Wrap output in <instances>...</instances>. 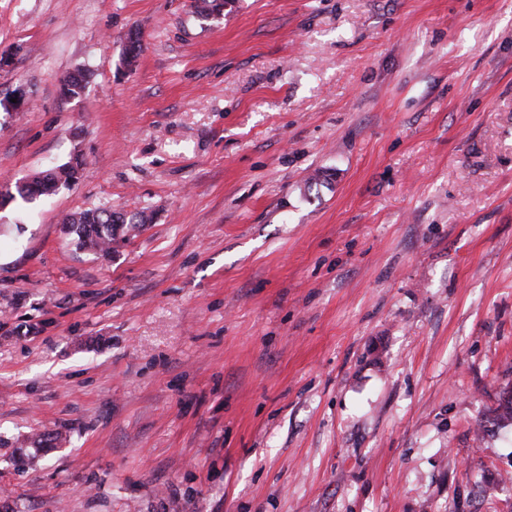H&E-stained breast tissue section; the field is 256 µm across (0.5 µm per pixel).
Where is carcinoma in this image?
<instances>
[{"label": "carcinoma", "instance_id": "cac0c4a2", "mask_svg": "<svg viewBox=\"0 0 512 512\" xmlns=\"http://www.w3.org/2000/svg\"><path fill=\"white\" fill-rule=\"evenodd\" d=\"M227 0H197L195 12L203 17H218L223 14ZM142 52L141 35L138 31L128 33L124 52V64L133 69ZM87 84V75L82 71L67 76L61 84L64 96L80 95ZM80 162L60 166L39 173L30 180L17 181L0 189V206L18 199L28 202L36 197L50 195L62 186L76 182ZM152 216L143 212L127 215L110 209L83 210L67 214L62 223L68 232L77 236L78 246L103 256L112 255V243L126 224H148Z\"/></svg>", "mask_w": 512, "mask_h": 512}]
</instances>
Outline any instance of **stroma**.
Here are the masks:
<instances>
[{"instance_id":"obj_1","label":"stroma","mask_w":512,"mask_h":512,"mask_svg":"<svg viewBox=\"0 0 512 512\" xmlns=\"http://www.w3.org/2000/svg\"><path fill=\"white\" fill-rule=\"evenodd\" d=\"M192 4L0 0V512H512V0ZM79 167L77 159L75 165L68 164L41 172L30 180L15 182L13 186L7 184L1 187L0 206L4 207L18 198L28 202L36 197L53 194L62 186L74 184ZM152 216L144 212L127 215L112 209L83 210L67 214L62 224L69 233H75L80 249L103 256L112 255V243L124 224H149Z\"/></svg>"}]
</instances>
